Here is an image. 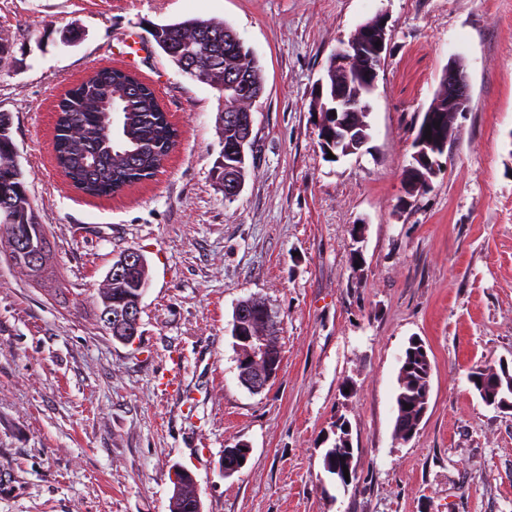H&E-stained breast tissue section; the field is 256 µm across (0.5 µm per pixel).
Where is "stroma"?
Returning a JSON list of instances; mask_svg holds the SVG:
<instances>
[{
  "label": "stroma",
  "mask_w": 512,
  "mask_h": 512,
  "mask_svg": "<svg viewBox=\"0 0 512 512\" xmlns=\"http://www.w3.org/2000/svg\"><path fill=\"white\" fill-rule=\"evenodd\" d=\"M387 49L370 138L327 158L316 84L363 22ZM230 25L255 54L244 187L227 199L218 91L184 74L153 24ZM0 113L52 264L33 279L0 255V512H170L172 469L203 512H512V411L486 406L473 366L512 368V0H0ZM472 102L428 190L407 196L412 140L450 60ZM103 66L156 90L179 129L151 180L90 197L51 156L59 95ZM134 249L148 265L123 344L93 299ZM281 319V369L238 380L233 312ZM432 363L429 409L393 436L410 337ZM348 487L324 470L337 420ZM250 450L223 473L224 451Z\"/></svg>",
  "instance_id": "1"
}]
</instances>
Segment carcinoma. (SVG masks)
Masks as SVG:
<instances>
[{"label":"carcinoma","mask_w":512,"mask_h":512,"mask_svg":"<svg viewBox=\"0 0 512 512\" xmlns=\"http://www.w3.org/2000/svg\"><path fill=\"white\" fill-rule=\"evenodd\" d=\"M232 32L233 29L222 22L199 19L154 25L150 29L157 46L190 76H195V70L191 69L193 63L213 67V77L218 80L227 73L248 67L253 83L262 85L260 66L248 60L241 46L229 41ZM109 72L118 74V70L110 67L99 69L86 83L65 94L54 130L57 168L76 188L92 196H110L122 186L152 177L170 143L177 137V129L160 110L151 85L141 79L136 85L143 98L127 102L130 112L124 115L121 134L112 138L104 134L110 88L100 84V79ZM13 148L8 119L0 113V224H15L22 231L38 224V220L24 173L20 164L13 163ZM138 148H145L147 152L140 157L131 155V151ZM217 169L220 180L228 175L245 178L246 167L228 156ZM142 276H148L144 266L121 279H112V283L98 290L94 303L98 307L108 304L118 308L133 293L135 281ZM431 373L425 346L408 345L397 375L395 435L401 437L407 430H418L421 410L413 411L411 407L423 405L426 392L431 390ZM474 389L484 401L492 397L512 400V387L504 377L498 381L490 377L484 386L476 385ZM352 456L353 448L348 440L336 439L324 453L325 471L333 474L335 468L351 463ZM200 509L193 486L174 483L171 512H200Z\"/></svg>","instance_id":"cac0c4a2"}]
</instances>
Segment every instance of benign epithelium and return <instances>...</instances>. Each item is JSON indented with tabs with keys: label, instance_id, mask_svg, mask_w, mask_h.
<instances>
[{
	"label": "benign epithelium",
	"instance_id": "7a95c632",
	"mask_svg": "<svg viewBox=\"0 0 512 512\" xmlns=\"http://www.w3.org/2000/svg\"><path fill=\"white\" fill-rule=\"evenodd\" d=\"M386 24L374 18L360 25L353 38L340 46L329 60L326 74L317 83V103L321 131L320 143L325 152L338 157L359 150L369 139L366 127L354 125L349 116L366 109L364 101L350 98L347 87L353 80H359L369 89H374L381 65L382 54L386 49ZM381 45H376V42ZM439 90L446 93V99H437L424 113L423 125L448 121L447 133L414 138V164L407 168L404 183L406 193L412 195L431 186V179L441 171L439 156L448 143L455 139V122L458 115L469 109L471 86L462 65L452 60L444 69ZM198 81L217 89L222 94L224 120L233 125L238 133L226 148V154L244 163L246 150L251 146L253 113L251 107L240 106L241 96L251 94L248 103H254L261 92H253L250 87L249 74L246 71L224 75V80L217 82L207 78V73L199 74ZM131 85L124 79L112 83V111L125 110V102L130 98ZM0 248L7 251L16 260L25 262L24 269L32 276H37L46 264V256L41 244L35 237L27 238L11 233L10 225L0 226ZM145 264L143 256L130 250L121 255L112 265L106 280L120 277L129 272L132 266ZM149 281L138 282L136 294L127 299L126 304L116 310L107 306L102 308L100 318L113 335V339L132 342L139 331L140 302ZM274 317L266 303L251 298L248 302H239L235 307L232 336L237 341L239 351L238 378L249 390L259 392L274 378L281 366L280 359L274 355L269 346V334Z\"/></svg>",
	"mask_w": 512,
	"mask_h": 512
}]
</instances>
